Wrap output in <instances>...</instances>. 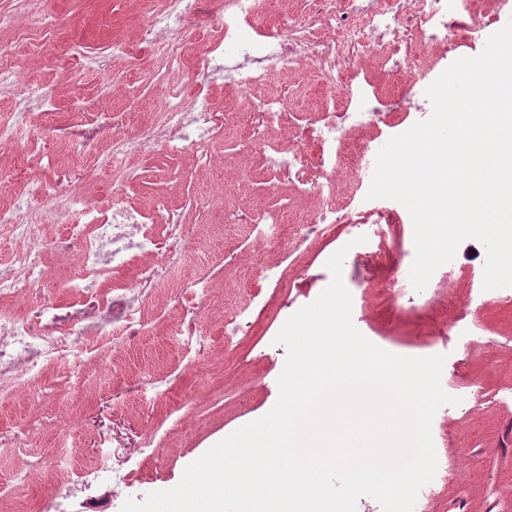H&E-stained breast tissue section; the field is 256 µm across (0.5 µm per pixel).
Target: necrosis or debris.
Segmentation results:
<instances>
[{
    "instance_id": "necrosis-or-debris-1",
    "label": "necrosis or debris",
    "mask_w": 512,
    "mask_h": 512,
    "mask_svg": "<svg viewBox=\"0 0 512 512\" xmlns=\"http://www.w3.org/2000/svg\"><path fill=\"white\" fill-rule=\"evenodd\" d=\"M302 18L291 19L286 31L258 30L253 20L262 0H222L220 26L200 57H192L182 37L154 24L141 32L144 44L163 59L166 70H214L223 48H234L241 59L233 81L252 105L245 115L250 131L246 148L255 154L277 149L270 137L279 132L291 139L282 170L300 195L316 196L317 212L286 230L284 214L245 208L225 212L228 224L250 228L256 261L254 279L279 287L287 274L277 257L287 242L302 243L311 234L354 241L356 256L387 265L378 298L389 301L391 290L407 281L396 260L388 233L399 222L401 203L368 199L375 160L392 129L399 125L385 112L356 64L374 58L405 81L410 96L425 94L434 74L442 72L462 48L475 44L502 14L512 11V0H311ZM311 66L312 80L329 97L322 101V118L309 134L298 132L287 99L270 85L274 67ZM231 123L230 114L215 110L202 92L164 88L157 112L133 137L113 136L105 161L112 180L122 185L135 174L131 158L163 147L179 154L191 151L201 169L215 160L214 145ZM375 136H364V129ZM361 131L350 139L352 131ZM312 139L315 156L303 142ZM30 195L36 210L11 204L0 206V237L11 244L7 263L0 264V393H34L42 388L46 372L61 380L60 397L82 382L86 368L112 371V351L143 335L152 323L154 304L171 302L178 319L171 334L183 368L197 365L208 338L200 324L209 310L217 281L227 271L213 255L186 256L181 245L190 231L177 212H169L160 228L146 224L125 199L117 198L103 210L79 193L63 195L53 182L33 178ZM65 222L55 239L43 234L46 219ZM76 254L77 271L64 283L69 305H42L35 320L16 316L9 303L44 286L49 277L45 256ZM135 266L134 282L117 279V272ZM60 421L49 418L38 426L0 432V447L24 457L10 485L0 487V512H15L16 496L32 483L53 457L62 475L76 454L67 445L48 455L28 452L32 431H60Z\"/></svg>"
}]
</instances>
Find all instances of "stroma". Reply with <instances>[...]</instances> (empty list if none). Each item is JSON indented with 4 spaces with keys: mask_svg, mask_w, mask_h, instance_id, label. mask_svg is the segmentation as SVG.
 Returning <instances> with one entry per match:
<instances>
[{
    "mask_svg": "<svg viewBox=\"0 0 512 512\" xmlns=\"http://www.w3.org/2000/svg\"><path fill=\"white\" fill-rule=\"evenodd\" d=\"M156 6V0H39L41 17L52 23L50 31L37 23L0 28V51L14 58L16 76L40 92L26 107L0 96V126L17 132L13 141L0 144L4 199L26 205L27 174L35 171L50 178L66 169L72 188L98 205L109 206L119 195L140 210L184 209L193 226L184 243L188 253L214 249L230 266L247 268L254 261L253 247L236 226L223 224L224 200L282 208L288 187L270 186L279 153L268 152L261 163L249 160L234 127L210 169H199L191 152L172 156L158 149L140 159L136 179L121 187L113 185L108 169L94 164L96 155L109 150L110 139L92 148L57 141L70 116L49 111L47 98L80 97L91 107L108 103L117 115V132L132 136L161 101L157 74H164L171 85L185 83V73L165 72L161 57L140 42V29ZM220 17L219 0H185L176 30L197 49ZM117 44L129 46V55L113 57ZM335 251V244L326 240L303 245L291 265L294 281L269 296L265 310L240 330L229 348L204 350L197 369H176L174 339L164 323L127 342L123 370L101 374L80 398L60 401L57 378L48 374L39 395L16 397L0 411V430L55 416L68 437L80 434L92 445H109L120 461L135 456L138 465L129 485L107 512H121L125 500L141 502L152 492L172 489L212 446L273 408L287 355L275 338L289 315L313 303L330 285L327 262ZM485 257L479 240L460 243L450 266L466 268L468 276L456 281L457 289L482 287ZM450 298L447 292L429 299L415 289L398 288L390 302L355 311L352 319L367 340L391 354L446 357L441 386L457 402L437 409L431 433L437 454L455 479L438 488L425 512H512V302L469 306L461 331L451 324ZM169 369L175 375L161 401L126 408L128 375ZM176 408L184 411L178 427L170 415ZM149 430L164 444L143 453L139 446ZM102 493L96 485L56 487L37 480L20 496L17 510L88 512Z\"/></svg>",
    "mask_w": 512,
    "mask_h": 512,
    "instance_id": "stroma-1",
    "label": "stroma"
}]
</instances>
